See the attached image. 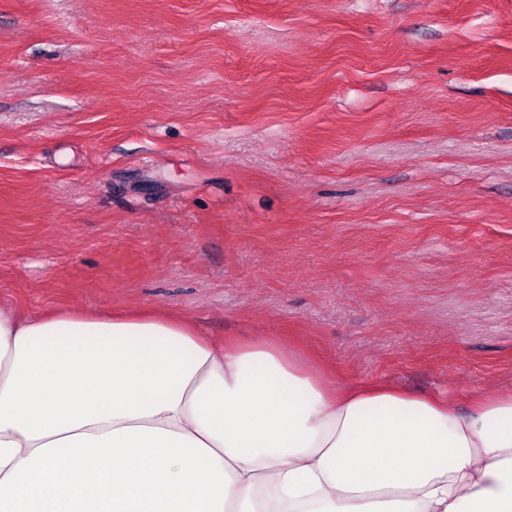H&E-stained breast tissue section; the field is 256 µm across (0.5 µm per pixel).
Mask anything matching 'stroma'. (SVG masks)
I'll use <instances>...</instances> for the list:
<instances>
[{"mask_svg":"<svg viewBox=\"0 0 512 512\" xmlns=\"http://www.w3.org/2000/svg\"><path fill=\"white\" fill-rule=\"evenodd\" d=\"M0 304L512 392V0H0Z\"/></svg>","mask_w":512,"mask_h":512,"instance_id":"35a3bbf8","label":"stroma"}]
</instances>
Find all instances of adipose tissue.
Masks as SVG:
<instances>
[{
	"instance_id": "ef3b65f1",
	"label": "adipose tissue",
	"mask_w": 512,
	"mask_h": 512,
	"mask_svg": "<svg viewBox=\"0 0 512 512\" xmlns=\"http://www.w3.org/2000/svg\"><path fill=\"white\" fill-rule=\"evenodd\" d=\"M0 512H512V395L462 412L279 336L0 308Z\"/></svg>"
}]
</instances>
